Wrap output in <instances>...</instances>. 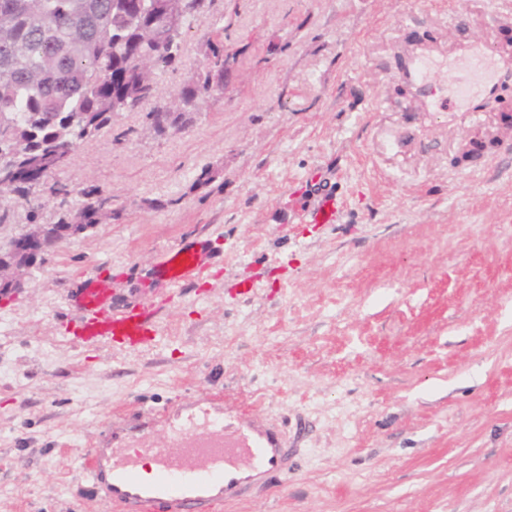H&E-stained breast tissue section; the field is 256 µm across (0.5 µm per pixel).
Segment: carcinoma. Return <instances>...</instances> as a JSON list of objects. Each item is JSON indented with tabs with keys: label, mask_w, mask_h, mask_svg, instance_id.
<instances>
[{
	"label": "carcinoma",
	"mask_w": 512,
	"mask_h": 512,
	"mask_svg": "<svg viewBox=\"0 0 512 512\" xmlns=\"http://www.w3.org/2000/svg\"><path fill=\"white\" fill-rule=\"evenodd\" d=\"M206 0H0V168L12 175L5 194L28 205L32 180L112 123L153 97L151 73L182 62L183 34L205 18ZM237 60L209 39L191 82L172 106L147 119L159 135L192 121L198 102L224 93ZM78 212L84 229L112 197L97 187Z\"/></svg>",
	"instance_id": "1"
}]
</instances>
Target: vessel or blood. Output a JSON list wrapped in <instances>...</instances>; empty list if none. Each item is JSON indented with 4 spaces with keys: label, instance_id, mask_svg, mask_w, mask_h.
<instances>
[{
    "label": "vessel or blood",
    "instance_id": "obj_1",
    "mask_svg": "<svg viewBox=\"0 0 512 512\" xmlns=\"http://www.w3.org/2000/svg\"><path fill=\"white\" fill-rule=\"evenodd\" d=\"M502 67L496 52L475 42L448 61L418 50L401 78L426 98L432 111L459 112L475 99L495 93ZM442 70L452 76L446 93L434 87ZM340 214L339 200L325 195L305 218L313 224H334ZM220 263V255L207 242L182 240L160 254L152 274L168 287H187ZM67 301L78 313L85 345L136 350L161 333L162 302L114 304L112 291L98 272L84 276ZM142 416L147 424L166 430L165 445L147 444L142 427H132L113 435L111 444L92 448L80 463L93 495L109 502L114 512H215L218 505L266 488L290 468L293 451L279 428L261 415L239 423L225 412L223 401L212 397L198 395L176 407H152ZM145 454L153 463L148 470L141 467Z\"/></svg>",
    "mask_w": 512,
    "mask_h": 512
}]
</instances>
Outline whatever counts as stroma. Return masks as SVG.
Returning a JSON list of instances; mask_svg holds the SVG:
<instances>
[{
	"mask_svg": "<svg viewBox=\"0 0 512 512\" xmlns=\"http://www.w3.org/2000/svg\"><path fill=\"white\" fill-rule=\"evenodd\" d=\"M219 26L243 50L228 90L157 135L147 112ZM475 40L512 54V0H212L152 100L32 190L35 221L19 204L0 224L4 248L90 186L122 212L0 297V512H113L81 459L199 394L296 448L272 490L218 512H512V75L467 112L430 111L400 78L417 47L450 59ZM325 192L339 222L304 223ZM187 237L223 266L160 290L152 266ZM92 268L121 303L166 292L156 345L72 336L66 294Z\"/></svg>",
	"mask_w": 512,
	"mask_h": 512,
	"instance_id": "stroma-1",
	"label": "stroma"
}]
</instances>
